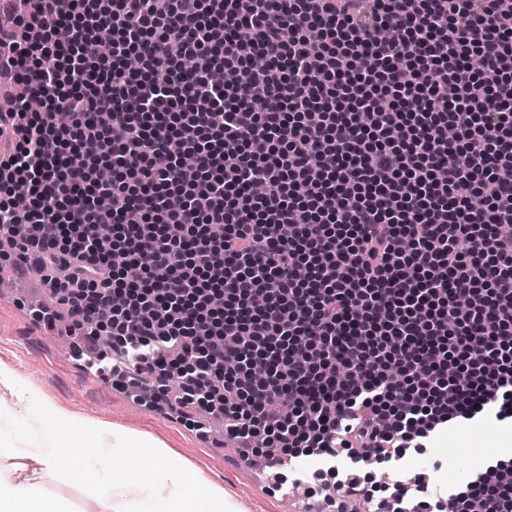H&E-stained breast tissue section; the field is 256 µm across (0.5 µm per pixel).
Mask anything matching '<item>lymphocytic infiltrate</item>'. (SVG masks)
<instances>
[{"label": "lymphocytic infiltrate", "instance_id": "f902f5d3", "mask_svg": "<svg viewBox=\"0 0 512 512\" xmlns=\"http://www.w3.org/2000/svg\"><path fill=\"white\" fill-rule=\"evenodd\" d=\"M2 57L0 277L141 399L363 463L512 420V0H21ZM426 491L380 505L512 512V464Z\"/></svg>", "mask_w": 512, "mask_h": 512}]
</instances>
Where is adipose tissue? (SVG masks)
Returning a JSON list of instances; mask_svg holds the SVG:
<instances>
[{"mask_svg": "<svg viewBox=\"0 0 512 512\" xmlns=\"http://www.w3.org/2000/svg\"><path fill=\"white\" fill-rule=\"evenodd\" d=\"M0 387L12 394L10 401L0 404V419L21 414L29 421L22 432L0 429V512H70L68 503L50 493L45 481L60 480L56 454L67 447L74 433L83 435V445L93 450L99 470H111L119 458L131 464L150 459L162 466L158 472L146 471L142 484L135 488L122 477H114L103 498L97 495L98 471L83 470L86 495L101 512H242L232 495L208 482L195 467H164L168 448L162 440L65 411L38 396L33 387L18 385L13 368L3 363ZM47 420L56 424V432L44 428Z\"/></svg>", "mask_w": 512, "mask_h": 512, "instance_id": "obj_1", "label": "adipose tissue"}]
</instances>
